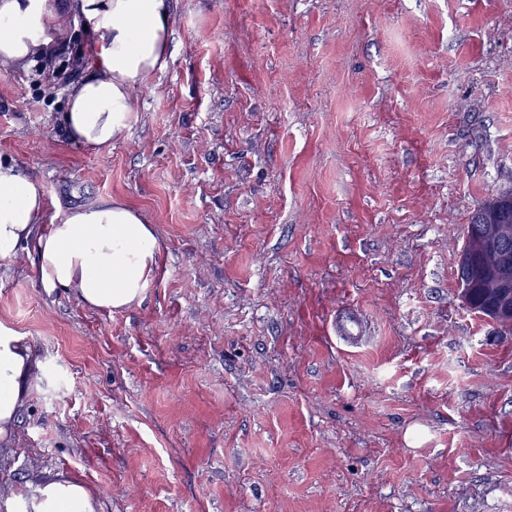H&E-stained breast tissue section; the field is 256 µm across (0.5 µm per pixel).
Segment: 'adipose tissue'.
Masks as SVG:
<instances>
[{
  "label": "adipose tissue",
  "mask_w": 512,
  "mask_h": 512,
  "mask_svg": "<svg viewBox=\"0 0 512 512\" xmlns=\"http://www.w3.org/2000/svg\"><path fill=\"white\" fill-rule=\"evenodd\" d=\"M174 0H0V68L53 60L66 52L63 24L82 20L88 38L80 55L83 75L60 116L70 142L107 148L129 128L135 93L163 69L173 42ZM46 213L42 182L0 157V261L31 245L44 288L74 291L87 304L112 311L140 302L157 259V239L140 212L102 199L65 212L41 229ZM38 363L24 337L0 321V440L18 421ZM5 512H96L75 480L19 489L0 505Z\"/></svg>",
  "instance_id": "obj_1"
}]
</instances>
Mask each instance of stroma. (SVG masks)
Segmentation results:
<instances>
[{
    "instance_id": "35a3bbf8",
    "label": "stroma",
    "mask_w": 512,
    "mask_h": 512,
    "mask_svg": "<svg viewBox=\"0 0 512 512\" xmlns=\"http://www.w3.org/2000/svg\"><path fill=\"white\" fill-rule=\"evenodd\" d=\"M172 28L109 148L60 132L69 64L0 71V155L47 217L112 197L158 243L112 312L0 261L41 363L0 498L60 476L97 512H512V334L457 279L471 212L512 191V0H177Z\"/></svg>"
}]
</instances>
